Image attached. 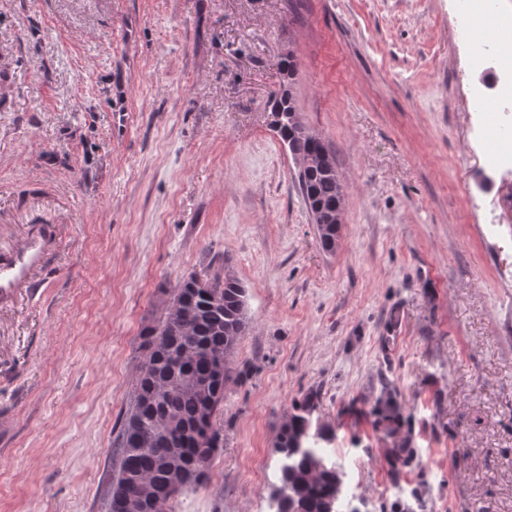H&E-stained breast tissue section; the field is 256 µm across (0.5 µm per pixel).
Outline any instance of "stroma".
Instances as JSON below:
<instances>
[{"mask_svg":"<svg viewBox=\"0 0 512 512\" xmlns=\"http://www.w3.org/2000/svg\"><path fill=\"white\" fill-rule=\"evenodd\" d=\"M453 0H0V253L34 186L62 225L0 307V512H105L140 332L231 275L249 327L223 446L168 512H271L274 444L316 394L361 512H512V175L473 138ZM293 54L345 185L325 250L270 96Z\"/></svg>","mask_w":512,"mask_h":512,"instance_id":"35a3bbf8","label":"stroma"}]
</instances>
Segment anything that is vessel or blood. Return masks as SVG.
<instances>
[{"mask_svg":"<svg viewBox=\"0 0 512 512\" xmlns=\"http://www.w3.org/2000/svg\"><path fill=\"white\" fill-rule=\"evenodd\" d=\"M54 226L21 235L14 248L0 254V302L8 303L39 287L50 275L49 259L56 243Z\"/></svg>","mask_w":512,"mask_h":512,"instance_id":"1","label":"vessel or blood"}]
</instances>
